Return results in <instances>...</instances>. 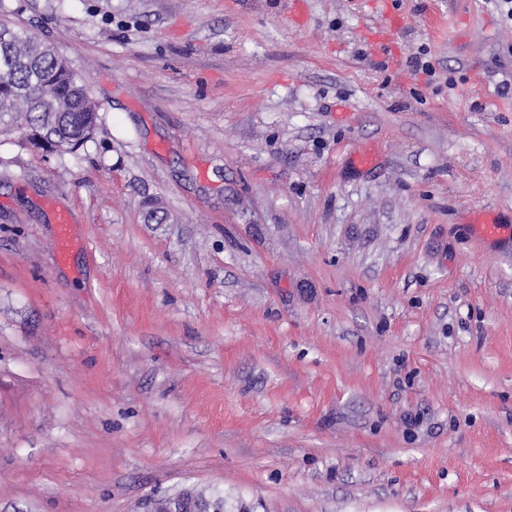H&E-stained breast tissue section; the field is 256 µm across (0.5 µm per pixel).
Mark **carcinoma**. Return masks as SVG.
<instances>
[{
    "mask_svg": "<svg viewBox=\"0 0 512 512\" xmlns=\"http://www.w3.org/2000/svg\"><path fill=\"white\" fill-rule=\"evenodd\" d=\"M98 129V110L53 47L0 25V133L17 131L45 153L73 152Z\"/></svg>",
    "mask_w": 512,
    "mask_h": 512,
    "instance_id": "carcinoma-1",
    "label": "carcinoma"
}]
</instances>
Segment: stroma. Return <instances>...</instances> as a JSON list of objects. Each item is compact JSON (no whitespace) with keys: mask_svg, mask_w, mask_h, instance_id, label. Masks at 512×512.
Returning a JSON list of instances; mask_svg holds the SVG:
<instances>
[{"mask_svg":"<svg viewBox=\"0 0 512 512\" xmlns=\"http://www.w3.org/2000/svg\"><path fill=\"white\" fill-rule=\"evenodd\" d=\"M301 2L0 0L99 114L0 135V512H512V21Z\"/></svg>","mask_w":512,"mask_h":512,"instance_id":"stroma-1","label":"stroma"}]
</instances>
